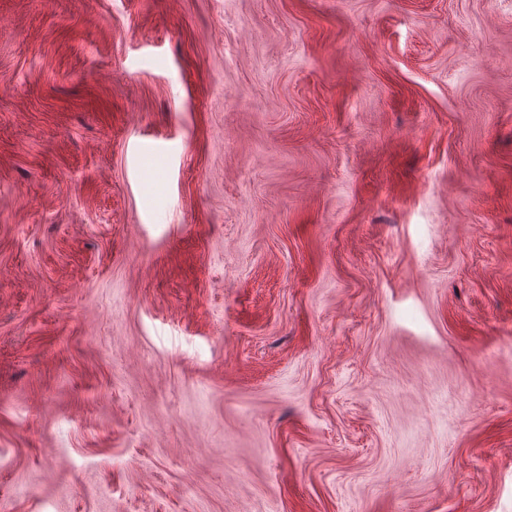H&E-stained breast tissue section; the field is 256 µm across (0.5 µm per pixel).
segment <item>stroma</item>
<instances>
[{"label": "stroma", "mask_w": 512, "mask_h": 512, "mask_svg": "<svg viewBox=\"0 0 512 512\" xmlns=\"http://www.w3.org/2000/svg\"><path fill=\"white\" fill-rule=\"evenodd\" d=\"M0 512H512V0H0Z\"/></svg>", "instance_id": "obj_1"}]
</instances>
